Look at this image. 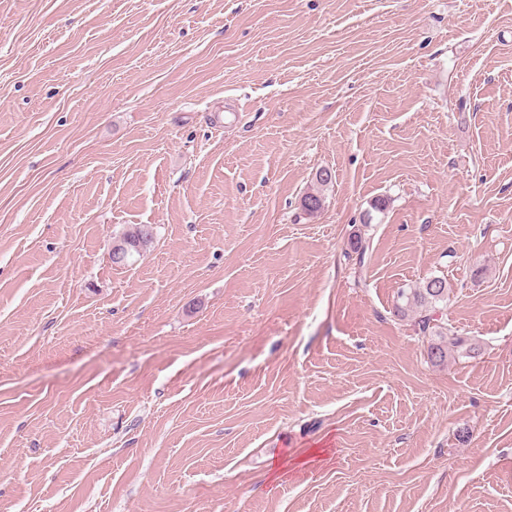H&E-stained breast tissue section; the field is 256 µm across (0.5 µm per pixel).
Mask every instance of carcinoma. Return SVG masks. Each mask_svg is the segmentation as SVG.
<instances>
[{"label":"carcinoma","mask_w":512,"mask_h":512,"mask_svg":"<svg viewBox=\"0 0 512 512\" xmlns=\"http://www.w3.org/2000/svg\"><path fill=\"white\" fill-rule=\"evenodd\" d=\"M302 209L315 214L324 206V197L318 191L305 194L301 200ZM153 228L147 224H133L121 236V240L131 245V264L141 257L153 243ZM398 310L415 311L418 314L417 325L420 334L428 338L427 355L431 363L445 365L448 363V346L463 348L468 352L476 348L468 344V339L461 336H448V327L436 324L438 305L448 301V284L445 279L435 276L419 288H401L397 295Z\"/></svg>","instance_id":"obj_1"}]
</instances>
